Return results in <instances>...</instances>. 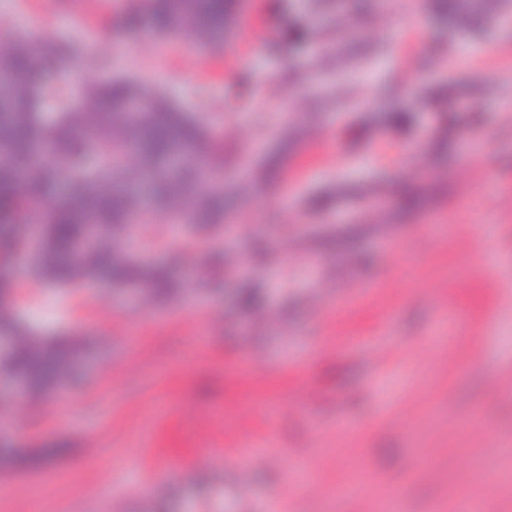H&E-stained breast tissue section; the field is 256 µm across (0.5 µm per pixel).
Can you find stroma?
<instances>
[{
	"instance_id": "1",
	"label": "stroma",
	"mask_w": 512,
	"mask_h": 512,
	"mask_svg": "<svg viewBox=\"0 0 512 512\" xmlns=\"http://www.w3.org/2000/svg\"><path fill=\"white\" fill-rule=\"evenodd\" d=\"M439 2L244 0L216 46L130 27L127 0H0V47L77 45L80 87L109 42L226 160L225 230L175 297L11 264L16 310L87 349L77 391L0 406L25 461L0 512H270L298 468L295 512H453L465 489L512 512V0L470 32Z\"/></svg>"
}]
</instances>
